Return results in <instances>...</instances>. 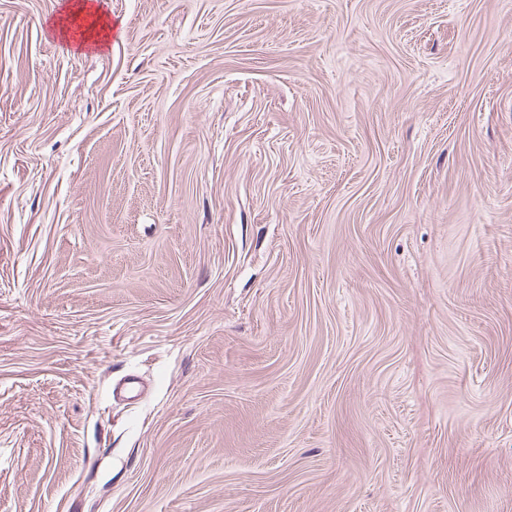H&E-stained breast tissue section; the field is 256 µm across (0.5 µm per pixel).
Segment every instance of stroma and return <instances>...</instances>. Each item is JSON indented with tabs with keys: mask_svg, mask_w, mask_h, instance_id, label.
Returning a JSON list of instances; mask_svg holds the SVG:
<instances>
[{
	"mask_svg": "<svg viewBox=\"0 0 512 512\" xmlns=\"http://www.w3.org/2000/svg\"><path fill=\"white\" fill-rule=\"evenodd\" d=\"M68 2L0 0V512H512V0ZM74 6L69 23L76 24L77 30H72L62 21L55 24V28H59L61 41L69 46L75 45L79 50L92 45L97 48L106 45L112 36V20L101 5H96L94 1L80 0Z\"/></svg>",
	"mask_w": 512,
	"mask_h": 512,
	"instance_id": "stroma-1",
	"label": "stroma"
}]
</instances>
